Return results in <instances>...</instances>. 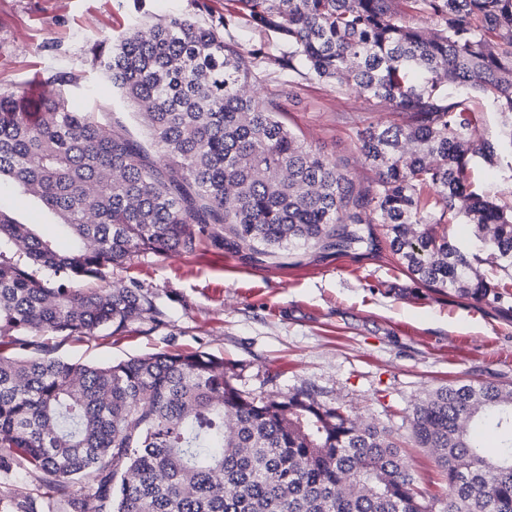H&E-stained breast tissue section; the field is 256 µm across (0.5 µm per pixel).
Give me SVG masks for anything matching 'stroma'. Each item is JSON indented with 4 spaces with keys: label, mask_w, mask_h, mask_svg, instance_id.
I'll return each mask as SVG.
<instances>
[{
    "label": "stroma",
    "mask_w": 512,
    "mask_h": 512,
    "mask_svg": "<svg viewBox=\"0 0 512 512\" xmlns=\"http://www.w3.org/2000/svg\"><path fill=\"white\" fill-rule=\"evenodd\" d=\"M239 12L238 0H0V92L36 101L48 76L69 73L71 108L97 113L101 123L148 143L132 108L93 66L92 46L172 14L206 24ZM255 89L279 102L281 121L301 143L358 182L374 172L358 149L357 126L400 120L386 105L331 84L289 83L275 66L261 73ZM0 209L39 232L52 230L37 203L5 184ZM107 279L154 293L163 324L137 322L111 337L28 333V354L107 364L147 353L205 351L222 357L234 385L252 396L307 389L358 423L390 426L402 439L405 416L441 385L512 386V302L479 304L427 290L387 251L373 257L362 249L337 255L307 248L261 264L248 251L208 246L168 258L143 254ZM407 457L426 500L444 498L446 480L431 451L411 448Z\"/></svg>",
    "instance_id": "1"
}]
</instances>
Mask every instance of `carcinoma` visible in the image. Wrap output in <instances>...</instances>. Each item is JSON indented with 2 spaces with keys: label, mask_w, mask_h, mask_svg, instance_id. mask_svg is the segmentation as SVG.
Wrapping results in <instances>:
<instances>
[{
  "label": "carcinoma",
  "mask_w": 512,
  "mask_h": 512,
  "mask_svg": "<svg viewBox=\"0 0 512 512\" xmlns=\"http://www.w3.org/2000/svg\"><path fill=\"white\" fill-rule=\"evenodd\" d=\"M239 2L252 28L274 35L248 56L220 33L230 17L203 26L171 16L92 48L146 125L157 163L96 113L71 110L64 72L32 106L0 94V179L52 213L68 243L0 210V346H26L18 332L114 336L160 324L155 297L105 285L108 271L209 241L266 258L384 242L434 292L512 299V203L468 176L482 161L512 181V0ZM405 7L434 34L408 24ZM272 64L407 117L357 128L371 182L300 143L275 100L246 93L254 70ZM457 88L497 108L499 138L475 139ZM460 220L478 249L448 234ZM484 261L506 278L479 273ZM407 423L411 445L431 450L446 477L438 512H512L511 388L440 386ZM485 432L495 456L484 455ZM0 448V477L38 476L40 493L21 512H432L389 427H360L303 389L252 397L224 359L201 351L104 366L0 356Z\"/></svg>",
  "instance_id": "carcinoma-1"
}]
</instances>
